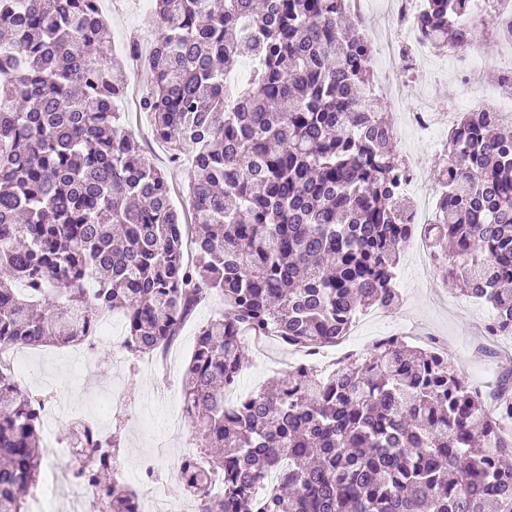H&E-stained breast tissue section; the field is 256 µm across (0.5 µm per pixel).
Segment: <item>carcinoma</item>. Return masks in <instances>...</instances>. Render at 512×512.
Wrapping results in <instances>:
<instances>
[{"instance_id": "obj_1", "label": "carcinoma", "mask_w": 512, "mask_h": 512, "mask_svg": "<svg viewBox=\"0 0 512 512\" xmlns=\"http://www.w3.org/2000/svg\"><path fill=\"white\" fill-rule=\"evenodd\" d=\"M154 2L139 109L172 156L191 153V224L109 111L126 81L94 0H0V273L15 283L0 285V353L86 342L116 310L129 354L165 351L217 295L182 380L201 452L178 474L196 512H512V384L490 416L430 348L393 340L328 375L292 367L225 408L247 337L317 350L396 305L402 161L346 0ZM468 2L426 0L434 47L473 42ZM244 58L259 68L231 97L224 76ZM459 125L435 172L431 248L492 309L490 332L512 335V131L488 112ZM40 423L0 366V512H27ZM76 447L94 467L73 478L98 489L100 512H136L135 491L103 478L117 437L80 426Z\"/></svg>"}]
</instances>
